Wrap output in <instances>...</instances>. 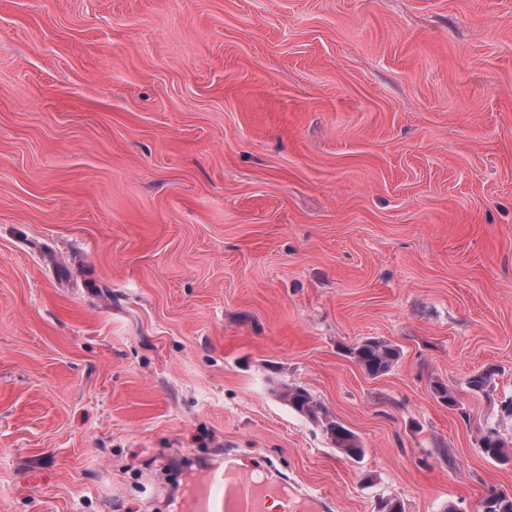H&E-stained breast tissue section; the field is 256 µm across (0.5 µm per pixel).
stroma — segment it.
<instances>
[{
  "mask_svg": "<svg viewBox=\"0 0 512 512\" xmlns=\"http://www.w3.org/2000/svg\"><path fill=\"white\" fill-rule=\"evenodd\" d=\"M511 399L512 0H0V512H476ZM356 363L370 377L388 373L400 358L399 349L392 343L378 338H367L350 349ZM281 395L292 409L300 413L309 415L315 419L318 418L319 415H323L325 419L323 425L327 433L330 435L336 448L343 454L351 458H357L363 455L364 450L356 435L351 430L346 429L338 421L327 419L326 413L307 389L302 387H287L282 390ZM339 427L348 431L350 436L345 437L346 439L341 438L338 430ZM482 452L485 456L496 462L506 464L512 460L506 450V443L494 429L487 430L482 434ZM226 455L224 466L207 468L203 481L185 488V500L190 512H266L268 501L279 498L288 501L299 494L286 481L268 483L242 471Z\"/></svg>",
  "mask_w": 512,
  "mask_h": 512,
  "instance_id": "stroma-1",
  "label": "stroma"
}]
</instances>
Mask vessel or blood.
<instances>
[{"label": "vessel or blood", "instance_id": "b4317fda", "mask_svg": "<svg viewBox=\"0 0 512 512\" xmlns=\"http://www.w3.org/2000/svg\"><path fill=\"white\" fill-rule=\"evenodd\" d=\"M296 496L288 482H266L242 471L229 457L223 465L208 468L203 481L185 488L189 512H266L268 501Z\"/></svg>", "mask_w": 512, "mask_h": 512}]
</instances>
